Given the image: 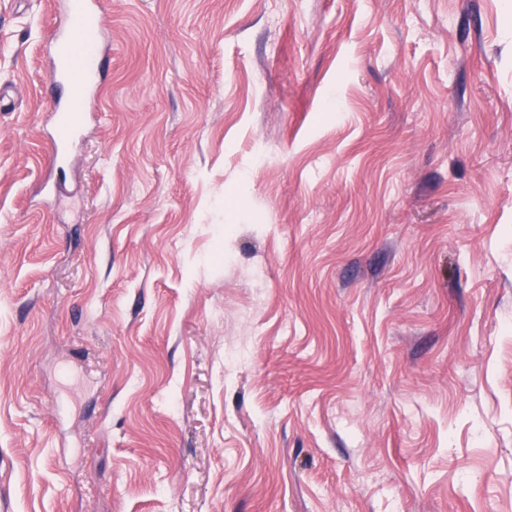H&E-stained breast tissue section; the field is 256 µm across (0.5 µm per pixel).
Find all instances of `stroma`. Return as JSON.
<instances>
[{
	"label": "stroma",
	"instance_id": "obj_1",
	"mask_svg": "<svg viewBox=\"0 0 512 512\" xmlns=\"http://www.w3.org/2000/svg\"><path fill=\"white\" fill-rule=\"evenodd\" d=\"M0 0V512H512V0ZM262 161H255V154ZM95 8L93 1H71L67 25L57 30L50 42L54 61L51 80L67 89L54 103L55 116L60 118L77 110L93 85L97 48L93 43L87 48L80 46L78 33L97 21ZM79 127L60 122L57 131V138L53 141L50 154V165L53 167L63 160L66 149L80 136Z\"/></svg>",
	"mask_w": 512,
	"mask_h": 512
}]
</instances>
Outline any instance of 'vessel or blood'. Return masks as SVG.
Masks as SVG:
<instances>
[{"instance_id":"b4317fda","label":"vessel or blood","mask_w":512,"mask_h":512,"mask_svg":"<svg viewBox=\"0 0 512 512\" xmlns=\"http://www.w3.org/2000/svg\"><path fill=\"white\" fill-rule=\"evenodd\" d=\"M96 19L93 0H72L66 26L57 30L50 42L54 61L51 79L66 89L65 95L54 103L57 116L62 117L77 110L92 88L97 48L92 44L80 46L78 33L80 29L94 24ZM80 134L79 127L59 124L57 137L51 147V163L61 162L66 149Z\"/></svg>"}]
</instances>
